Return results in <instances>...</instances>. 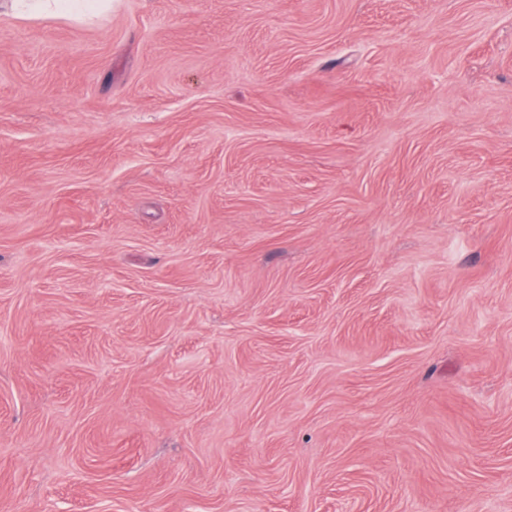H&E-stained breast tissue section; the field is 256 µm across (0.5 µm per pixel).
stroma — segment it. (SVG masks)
I'll list each match as a JSON object with an SVG mask.
<instances>
[{"label":"stroma","instance_id":"stroma-1","mask_svg":"<svg viewBox=\"0 0 512 512\" xmlns=\"http://www.w3.org/2000/svg\"><path fill=\"white\" fill-rule=\"evenodd\" d=\"M0 0V512H512V0ZM105 5L104 0H34L32 3L21 4L20 8L58 16H71L76 13H96Z\"/></svg>","mask_w":512,"mask_h":512}]
</instances>
